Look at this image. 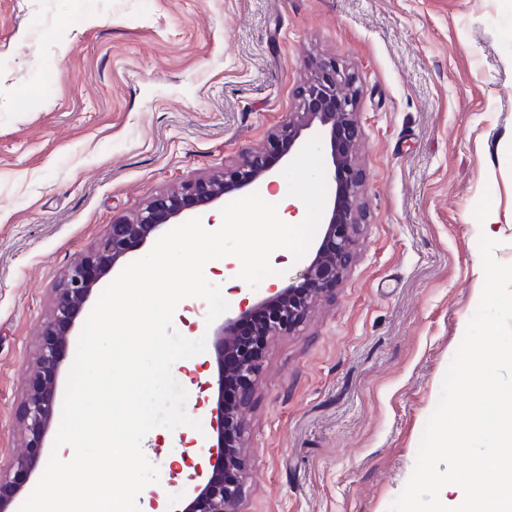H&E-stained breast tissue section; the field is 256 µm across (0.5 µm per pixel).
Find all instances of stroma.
I'll return each instance as SVG.
<instances>
[{"mask_svg":"<svg viewBox=\"0 0 512 512\" xmlns=\"http://www.w3.org/2000/svg\"><path fill=\"white\" fill-rule=\"evenodd\" d=\"M362 87L368 222L357 258L299 334L266 345L244 413L240 512H388L483 290L481 237L512 264V0H0V463L22 452L26 375L54 288L108 224L153 195L261 148L297 106L307 56ZM307 224L287 252L231 222L277 192ZM329 164L277 169L225 198L224 251L247 301L295 280L323 235ZM493 223H486V216ZM207 304L175 329L204 339L185 403L202 429L183 448L158 427L142 446L208 469L216 418Z\"/></svg>","mask_w":512,"mask_h":512,"instance_id":"1","label":"stroma"}]
</instances>
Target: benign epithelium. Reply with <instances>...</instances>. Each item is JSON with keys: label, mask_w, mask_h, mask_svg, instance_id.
I'll return each mask as SVG.
<instances>
[{"label": "benign epithelium", "mask_w": 512, "mask_h": 512, "mask_svg": "<svg viewBox=\"0 0 512 512\" xmlns=\"http://www.w3.org/2000/svg\"><path fill=\"white\" fill-rule=\"evenodd\" d=\"M308 65L311 75L297 92L296 111L288 113V121L269 135L268 144L277 160L284 162L300 154L309 133H320L329 145L336 192L325 212V234L299 279L241 307L238 315L225 319L216 333V451L211 453L210 473L193 487L182 512H239L241 482H225L224 471L240 469L244 464L242 412L251 401L263 351L238 340L234 333L237 323L259 309L270 308L271 318L259 327L263 339L296 330L312 305L336 286L355 259V235L365 221L360 202L362 166L357 154L361 89L355 77L340 70L334 61H310ZM272 174L273 165L266 153L241 154L224 166V171L157 194L131 217L108 225L84 259L67 270L54 290L52 315L40 325L38 357L21 407L24 452L10 463L6 473H0V512H16L13 504L17 497L37 466L46 460V435L58 404L59 375L69 336L97 283L169 225L188 218L201 219L225 195L247 191ZM229 353L237 355L235 372L245 382V391L233 406L224 404V355Z\"/></svg>", "instance_id": "1"}]
</instances>
